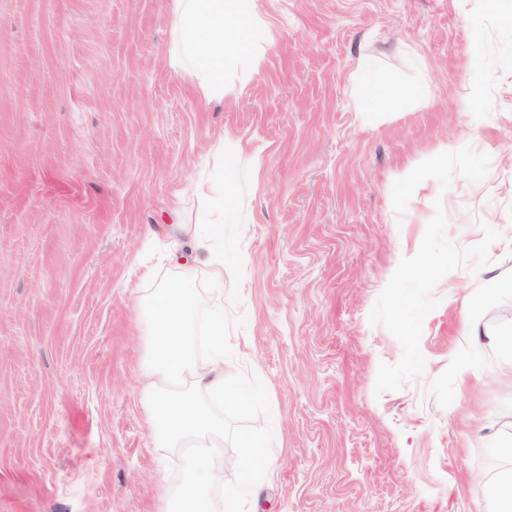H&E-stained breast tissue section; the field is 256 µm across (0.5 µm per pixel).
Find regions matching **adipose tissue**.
<instances>
[{
	"mask_svg": "<svg viewBox=\"0 0 512 512\" xmlns=\"http://www.w3.org/2000/svg\"><path fill=\"white\" fill-rule=\"evenodd\" d=\"M177 20L176 51L198 86L208 95L224 93V81L245 67L262 23L259 0H169ZM362 111H385L390 88L406 98L417 87L398 86L395 78L361 60L354 75Z\"/></svg>",
	"mask_w": 512,
	"mask_h": 512,
	"instance_id": "adipose-tissue-1",
	"label": "adipose tissue"
}]
</instances>
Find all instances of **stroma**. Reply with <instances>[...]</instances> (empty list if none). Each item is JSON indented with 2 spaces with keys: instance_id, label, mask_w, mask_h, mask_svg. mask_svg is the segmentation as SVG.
I'll use <instances>...</instances> for the list:
<instances>
[{
  "instance_id": "1",
  "label": "stroma",
  "mask_w": 512,
  "mask_h": 512,
  "mask_svg": "<svg viewBox=\"0 0 512 512\" xmlns=\"http://www.w3.org/2000/svg\"><path fill=\"white\" fill-rule=\"evenodd\" d=\"M246 69L206 98L168 0H0V512H159L182 454L150 434L153 275L203 278L182 224L222 138L243 200L234 369L264 383L273 469L247 512H485L512 456V27L493 0H261ZM421 87L360 110V57ZM485 178L396 180L441 147ZM479 272L432 291L423 373L376 392L402 347L370 312L436 209ZM473 333L463 336L464 322Z\"/></svg>"
}]
</instances>
